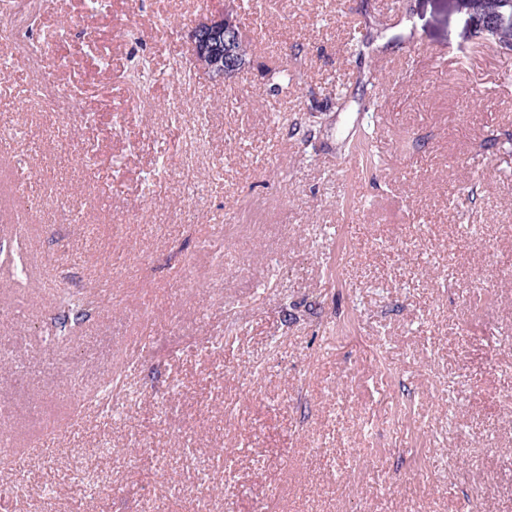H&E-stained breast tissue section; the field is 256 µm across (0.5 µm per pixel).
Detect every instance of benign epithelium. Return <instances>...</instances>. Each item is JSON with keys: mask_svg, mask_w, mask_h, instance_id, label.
I'll return each instance as SVG.
<instances>
[{"mask_svg": "<svg viewBox=\"0 0 512 512\" xmlns=\"http://www.w3.org/2000/svg\"><path fill=\"white\" fill-rule=\"evenodd\" d=\"M240 9L234 3L227 2L224 6V18L214 27L197 32L193 52L207 55L210 64L219 68L222 73L243 74L238 52L241 27L238 22Z\"/></svg>", "mask_w": 512, "mask_h": 512, "instance_id": "7a95c632", "label": "benign epithelium"}]
</instances>
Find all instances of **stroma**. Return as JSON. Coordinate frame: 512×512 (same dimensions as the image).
<instances>
[{
	"instance_id": "obj_1",
	"label": "stroma",
	"mask_w": 512,
	"mask_h": 512,
	"mask_svg": "<svg viewBox=\"0 0 512 512\" xmlns=\"http://www.w3.org/2000/svg\"><path fill=\"white\" fill-rule=\"evenodd\" d=\"M259 2L244 76L186 85L171 57L224 0H38L69 115L0 46V243L31 272L0 269L6 512H512V48L469 0ZM59 267L90 307L48 346ZM114 378L111 415H73L71 383ZM33 87L36 96L47 103L54 112H78V99L75 93L54 79H47L41 73L34 78Z\"/></svg>"
}]
</instances>
